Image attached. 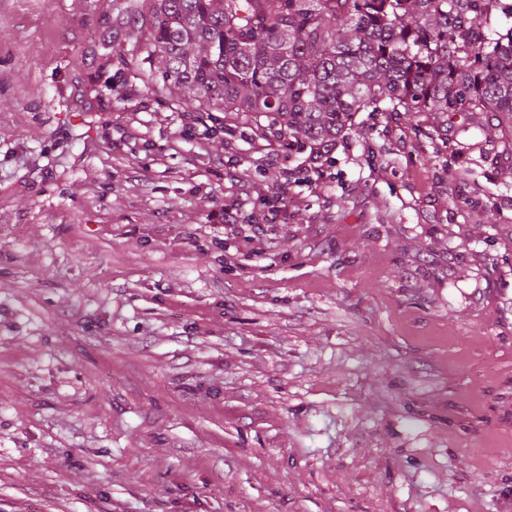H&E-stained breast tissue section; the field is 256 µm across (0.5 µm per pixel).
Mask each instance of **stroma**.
Listing matches in <instances>:
<instances>
[{
  "label": "stroma",
  "instance_id": "1",
  "mask_svg": "<svg viewBox=\"0 0 512 512\" xmlns=\"http://www.w3.org/2000/svg\"><path fill=\"white\" fill-rule=\"evenodd\" d=\"M125 6L0 0V512H512V156L362 112L305 178Z\"/></svg>",
  "mask_w": 512,
  "mask_h": 512
}]
</instances>
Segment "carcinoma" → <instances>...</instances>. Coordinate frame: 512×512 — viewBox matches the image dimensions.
Instances as JSON below:
<instances>
[{
    "label": "carcinoma",
    "mask_w": 512,
    "mask_h": 512,
    "mask_svg": "<svg viewBox=\"0 0 512 512\" xmlns=\"http://www.w3.org/2000/svg\"><path fill=\"white\" fill-rule=\"evenodd\" d=\"M141 79L328 158L360 112H462L512 149L506 0H131Z\"/></svg>",
    "instance_id": "cac0c4a2"
}]
</instances>
